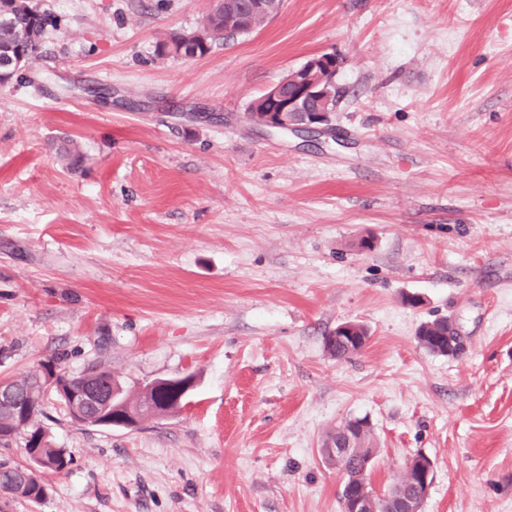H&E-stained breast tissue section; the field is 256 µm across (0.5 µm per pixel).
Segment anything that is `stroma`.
Masks as SVG:
<instances>
[{"mask_svg": "<svg viewBox=\"0 0 512 512\" xmlns=\"http://www.w3.org/2000/svg\"><path fill=\"white\" fill-rule=\"evenodd\" d=\"M36 2L43 52L0 86V379L197 384L136 430L46 396L74 462L0 512H341L320 449L354 418L376 492L422 454L423 512H512V0H283L190 60L156 43L211 0ZM323 53L316 145L247 121ZM441 317L456 356L416 340ZM343 322L369 341L339 360ZM447 332L448 344L459 349L461 338L454 326L448 328V320L446 319H435L431 322L421 324L416 332V338L418 343L428 352L440 356H447L442 348V344L436 342L437 336H443L447 334ZM196 386V379L192 374L180 375L171 378H157L142 386L149 393L156 395L165 393L168 399L163 409L155 408L153 417L156 419L168 418L183 409L186 400ZM186 402V403H185Z\"/></svg>", "mask_w": 512, "mask_h": 512, "instance_id": "35a3bbf8", "label": "stroma"}]
</instances>
